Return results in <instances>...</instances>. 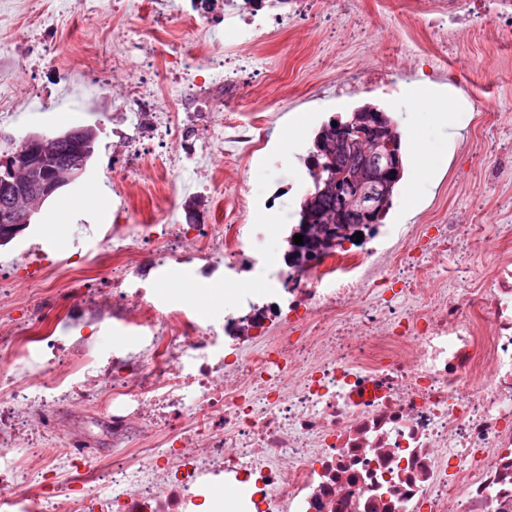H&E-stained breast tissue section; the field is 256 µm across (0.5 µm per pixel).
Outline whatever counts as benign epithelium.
<instances>
[{
    "label": "benign epithelium",
    "instance_id": "benign-epithelium-1",
    "mask_svg": "<svg viewBox=\"0 0 512 512\" xmlns=\"http://www.w3.org/2000/svg\"><path fill=\"white\" fill-rule=\"evenodd\" d=\"M336 140L363 147L362 162L352 169L330 168L321 194L330 188L349 189L345 212L356 224H369L376 209L389 199L393 177L401 172L395 150V125L380 111L358 110L350 121L337 123ZM96 128L78 125L61 133L32 134L24 147L0 156V224L20 233L34 223L41 207L63 186L80 179L94 153ZM67 144V151L58 149Z\"/></svg>",
    "mask_w": 512,
    "mask_h": 512
}]
</instances>
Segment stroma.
Segmentation results:
<instances>
[{
    "mask_svg": "<svg viewBox=\"0 0 512 512\" xmlns=\"http://www.w3.org/2000/svg\"><path fill=\"white\" fill-rule=\"evenodd\" d=\"M405 2L358 0L357 15L367 30L357 38L303 21L274 30L254 50L267 75L261 97L243 99L241 114L271 123L267 154L272 157L284 149L306 154L330 118L366 103L380 106L399 128L403 154L420 149L442 159L432 175L402 177L386 223L429 224L450 206L466 218L476 199L483 207V223H499L497 197L501 183L512 185V170L502 173L500 183L479 182L489 152L475 139L473 126L479 112L512 114V51L490 40L463 37L452 53H445L413 16L403 15ZM149 28V21L119 7L118 0H0V152L30 133H59L78 125L97 129L95 155L85 176L47 202L22 235L0 246L1 270L22 276L19 258L33 252L35 259L53 262L49 287L55 290L78 275L68 265L69 257L99 251L113 212L112 115L119 105L112 88L161 70L162 61H145L142 51L126 47L132 31L141 30L147 39ZM119 50L125 57L110 86L91 85L87 76L92 66L111 61ZM412 59L417 67L391 91L313 89L331 74ZM209 173L223 180L227 207L259 190L274 192L272 212L281 224L297 223L299 201L312 188L301 163L277 167L256 160L231 167L218 153ZM128 189L144 219L163 204V180L153 171L132 175ZM51 221L58 225L53 236L45 229ZM223 291L222 282L184 272L163 282L161 298L173 306L191 303L201 320L210 321L224 314L217 300ZM48 327L63 344L83 339L100 353L119 348L139 355L148 345L140 333L108 321L89 325L61 306L49 314Z\"/></svg>",
    "mask_w": 512,
    "mask_h": 512,
    "instance_id": "stroma-1",
    "label": "stroma"
}]
</instances>
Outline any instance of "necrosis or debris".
<instances>
[{
    "label": "necrosis or debris",
    "instance_id": "obj_1",
    "mask_svg": "<svg viewBox=\"0 0 512 512\" xmlns=\"http://www.w3.org/2000/svg\"><path fill=\"white\" fill-rule=\"evenodd\" d=\"M356 0H261L242 12L224 0L228 45L208 44L198 80L181 44L145 43L166 58V102L149 83L125 86L115 135L124 161L120 202L102 241L110 295L73 279L72 313L150 336L149 354L94 360L45 326L58 298L29 265L23 322L7 342L48 352L39 373L10 381L0 402V506L11 512H200L214 491L246 487L233 512H512V192L500 224H373L362 240L266 266L268 227L251 223L265 200L244 198L210 224L182 223L183 173L261 159L265 123L241 119L242 74L261 78L252 48L298 20H349ZM417 16L441 47L457 32L512 48V0H433ZM476 136L492 155L483 179L512 164V115L482 112ZM164 176L160 222L146 224L123 180L145 164ZM467 277L438 275L445 260ZM200 262L206 276L243 289L219 323L188 307L155 305L163 268ZM268 270L253 298L242 275ZM102 397L119 455L92 462L68 434L50 459L39 448L61 412ZM66 489L49 492L48 475Z\"/></svg>",
    "mask_w": 512,
    "mask_h": 512
}]
</instances>
